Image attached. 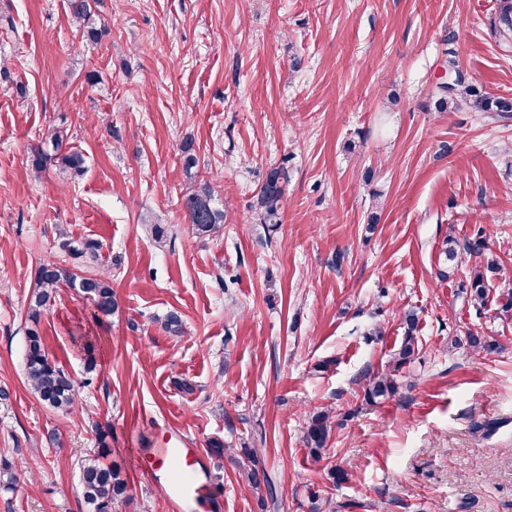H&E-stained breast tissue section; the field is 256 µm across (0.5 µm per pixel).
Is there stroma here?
Listing matches in <instances>:
<instances>
[{"instance_id":"35a3bbf8","label":"stroma","mask_w":512,"mask_h":512,"mask_svg":"<svg viewBox=\"0 0 512 512\" xmlns=\"http://www.w3.org/2000/svg\"><path fill=\"white\" fill-rule=\"evenodd\" d=\"M497 0H100L99 44L78 42L68 0H0V512H84L81 460L109 431L128 478L118 512H167L136 474L163 434L260 449L275 506L260 510L232 460H209L224 512H512V119L436 111L456 49L469 83L512 98V40ZM97 70L98 81L84 76ZM62 127L86 171L62 184L29 172V147ZM224 212L193 234L177 148ZM283 169L278 225L255 218ZM171 227L163 241L145 216ZM96 245L79 273L108 274L117 310L93 318L63 287L42 315L51 360L77 384L71 410L35 397L25 373L38 267L64 259L60 233ZM461 245L441 280L445 236ZM504 262L485 307L465 289V246ZM418 314L422 342L396 395L369 402ZM181 335L163 328L170 312ZM381 326L382 335L371 333ZM503 348L473 356L468 330ZM97 367L87 371L88 358ZM190 390H182V383ZM331 409L326 460L305 416ZM349 474L334 484L330 471ZM497 9L491 20V26L504 39L512 40V0H497Z\"/></svg>"}]
</instances>
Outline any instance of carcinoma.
Segmentation results:
<instances>
[{
	"mask_svg": "<svg viewBox=\"0 0 512 512\" xmlns=\"http://www.w3.org/2000/svg\"><path fill=\"white\" fill-rule=\"evenodd\" d=\"M498 6L491 20V26L505 39L512 40V0H497ZM97 0H69V10L76 28V36L86 45H96L101 40V32L93 22V4ZM448 83L435 87V108L439 112L458 110L465 107L474 112H495L502 118L512 115V99L493 98L475 91L463 76L457 60V53L448 51ZM178 154L183 161L185 177L190 180L183 197V207L192 231L199 236H217L224 228V211L213 204V188L208 181H195L192 169L197 166L195 142L191 138L182 140ZM30 173L37 178L47 167L53 166L62 179L76 178L85 171V157L82 152L68 145V134L59 127L48 131L45 136L30 146ZM281 171L270 170L260 187L255 205L256 218L261 224H277L280 221ZM59 248L71 258L78 260L90 254L95 255L94 245L86 243L78 246L66 234H59ZM440 255L448 265L438 270V276L446 280L453 274L451 263L457 257V242L451 235L445 237ZM505 272L499 262L488 260L477 265L469 282V301L483 307L488 296L490 278ZM78 289L89 299L94 309L106 316L112 313L117 301L112 289V279L105 274L79 276L70 268L48 260L38 269L35 287L29 299L28 319L31 327L26 333L25 371L27 380L37 397L54 408H67L77 397L76 387L71 377L55 362L45 349L44 340L38 326L42 311L59 296L62 284ZM418 317L414 311L403 315L404 334L394 350L386 368L366 378L364 396L369 401L388 397L397 393L399 378L407 366L415 362L420 352V340L416 335ZM467 346L475 354H495L502 344L492 336L468 331ZM333 431L331 412L317 410L309 412L306 426V444L311 455L322 460ZM110 451L107 435L98 433V448L81 461L80 482L82 498L87 512H112L115 506L129 502L127 480L117 465L107 466L102 458ZM212 456L221 459L226 454L235 456L239 474L256 492L260 507L274 498V492L255 448H229L216 441L210 448Z\"/></svg>",
	"mask_w": 512,
	"mask_h": 512,
	"instance_id": "carcinoma-1",
	"label": "carcinoma"
}]
</instances>
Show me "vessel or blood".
<instances>
[{"label":"vessel or blood","mask_w":512,"mask_h":512,"mask_svg":"<svg viewBox=\"0 0 512 512\" xmlns=\"http://www.w3.org/2000/svg\"><path fill=\"white\" fill-rule=\"evenodd\" d=\"M138 468L147 479L165 485L170 512H217L219 502L208 491L207 465L181 437L166 439L163 447L141 457Z\"/></svg>","instance_id":"1"}]
</instances>
